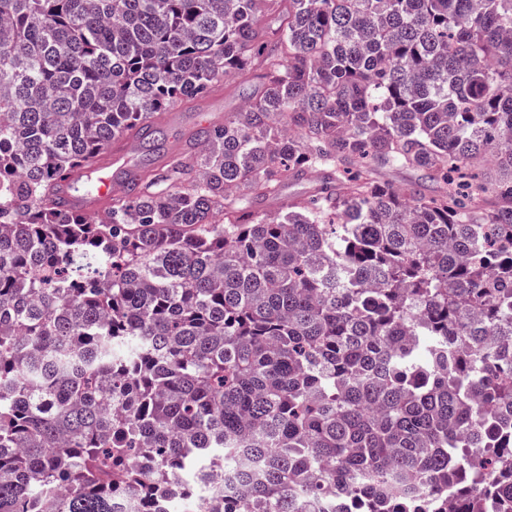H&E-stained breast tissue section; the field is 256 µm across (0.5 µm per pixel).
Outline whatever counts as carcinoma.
<instances>
[{
  "label": "carcinoma",
  "mask_w": 512,
  "mask_h": 512,
  "mask_svg": "<svg viewBox=\"0 0 512 512\" xmlns=\"http://www.w3.org/2000/svg\"><path fill=\"white\" fill-rule=\"evenodd\" d=\"M256 63L200 154L54 203ZM131 492L512 512V0H0V512ZM378 179L390 186L404 188L414 183H421L426 193L435 195L439 192V185L425 178L420 170L400 166L386 167L379 171Z\"/></svg>",
  "instance_id": "obj_1"
}]
</instances>
